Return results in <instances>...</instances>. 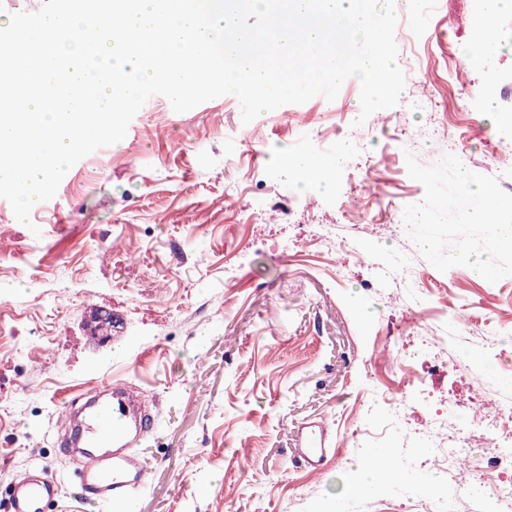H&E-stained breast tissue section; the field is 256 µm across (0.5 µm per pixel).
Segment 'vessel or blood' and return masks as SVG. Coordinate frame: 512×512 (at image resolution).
<instances>
[{
  "mask_svg": "<svg viewBox=\"0 0 512 512\" xmlns=\"http://www.w3.org/2000/svg\"><path fill=\"white\" fill-rule=\"evenodd\" d=\"M80 401L77 436L90 453L73 470L72 481L96 512H121L147 486L145 470L133 449L153 432L155 422L149 416L134 415V408L143 402L140 395L127 387L114 388L108 381ZM333 451L323 423L305 427L297 454L310 471H321ZM60 490V481L51 476L14 480L6 492L9 512H47Z\"/></svg>",
  "mask_w": 512,
  "mask_h": 512,
  "instance_id": "1",
  "label": "vessel or blood"
}]
</instances>
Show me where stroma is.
<instances>
[{
  "label": "stroma",
  "instance_id": "stroma-1",
  "mask_svg": "<svg viewBox=\"0 0 512 512\" xmlns=\"http://www.w3.org/2000/svg\"><path fill=\"white\" fill-rule=\"evenodd\" d=\"M396 106L360 120V81L335 100L316 96L243 123L236 96L175 112L151 97L125 138L78 161L56 195L14 220L0 198V498L33 469L57 476L52 512H92L71 485L74 466L57 441L68 402L105 379L127 383L151 407L155 430L137 447L146 470L137 512H426L419 459L398 441L345 448L365 417L387 407L374 382V339L418 355V318L477 316L448 360L428 369L431 389L467 407L480 394L512 395V276L437 270L404 225L378 231L385 214L424 198L406 152L426 165L461 154L493 176L492 156L512 153V90L497 109L479 89L512 70V10L491 20L498 55L464 81L451 69L481 20L474 0H395ZM440 56L431 103L416 83ZM312 155L332 180L303 176L282 156ZM385 176V199L359 219L346 193ZM498 175V174H497ZM322 201L315 212L303 202ZM280 214L273 224L264 212ZM356 229L367 257L336 273L318 260L321 228ZM405 256L421 310L396 304L392 262ZM232 268L242 288L224 290ZM119 320L109 342L90 338L95 311ZM322 421L339 452L324 471L296 450L306 423ZM387 461L380 494L353 492V470Z\"/></svg>",
  "mask_w": 512,
  "mask_h": 512
}]
</instances>
